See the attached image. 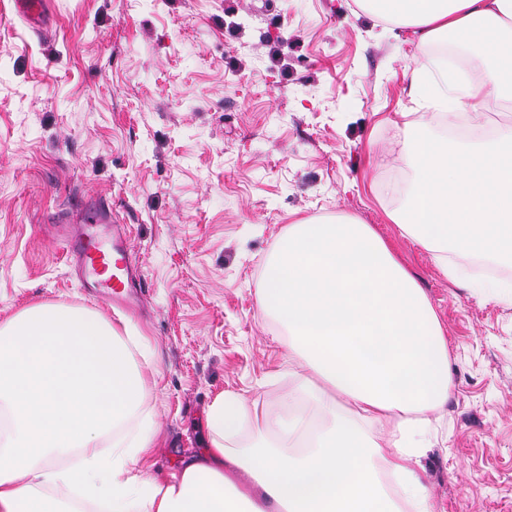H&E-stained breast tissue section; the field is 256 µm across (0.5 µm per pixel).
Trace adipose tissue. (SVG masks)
Here are the masks:
<instances>
[{"label": "adipose tissue", "mask_w": 512, "mask_h": 512, "mask_svg": "<svg viewBox=\"0 0 512 512\" xmlns=\"http://www.w3.org/2000/svg\"><path fill=\"white\" fill-rule=\"evenodd\" d=\"M377 17L413 26L419 47L452 34L483 54L486 78L440 70L428 108L481 114L512 101V0H373ZM308 375L295 399L319 425L220 395L205 448L179 469L132 473L158 427L140 412L141 337L91 312L34 305L0 323V512H434L417 468L432 447L430 414L452 396L448 338L416 279L366 224L303 221L277 242L258 290ZM247 446L233 442L245 429ZM73 463H63L68 452ZM251 479L236 490L232 475Z\"/></svg>", "instance_id": "1"}]
</instances>
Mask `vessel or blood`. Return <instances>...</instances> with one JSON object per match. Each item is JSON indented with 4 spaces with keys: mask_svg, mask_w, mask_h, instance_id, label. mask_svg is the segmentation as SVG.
I'll return each mask as SVG.
<instances>
[{
    "mask_svg": "<svg viewBox=\"0 0 512 512\" xmlns=\"http://www.w3.org/2000/svg\"><path fill=\"white\" fill-rule=\"evenodd\" d=\"M14 4L28 24L36 28L45 25L43 0H14ZM127 238L126 225L115 223L108 205L102 203L87 210L84 223L58 236L86 286L102 300L119 305L130 300L134 287Z\"/></svg>",
    "mask_w": 512,
    "mask_h": 512,
    "instance_id": "b4317fda",
    "label": "vessel or blood"
}]
</instances>
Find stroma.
I'll return each instance as SVG.
<instances>
[{
  "mask_svg": "<svg viewBox=\"0 0 512 512\" xmlns=\"http://www.w3.org/2000/svg\"><path fill=\"white\" fill-rule=\"evenodd\" d=\"M39 36L0 0V322L81 307L117 322L54 237L78 201L127 224L146 288L130 319L156 353L141 410L153 472L201 449L220 394L274 409L306 370L260 307L290 225H369L425 291L449 341L452 397L419 476L436 512H512V297L473 289L391 220L388 184L420 105L412 28L367 0H45Z\"/></svg>",
  "mask_w": 512,
  "mask_h": 512,
  "instance_id": "obj_1",
  "label": "stroma"
}]
</instances>
